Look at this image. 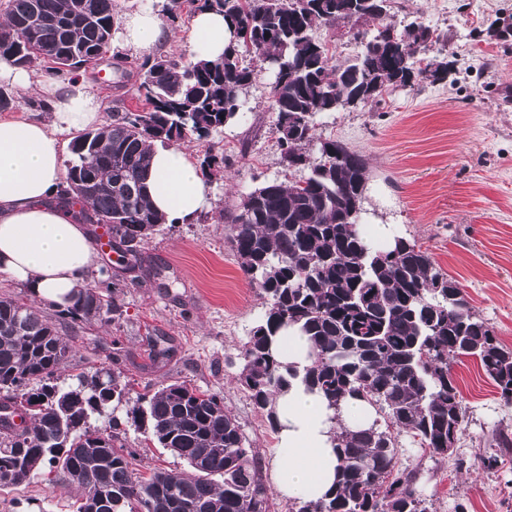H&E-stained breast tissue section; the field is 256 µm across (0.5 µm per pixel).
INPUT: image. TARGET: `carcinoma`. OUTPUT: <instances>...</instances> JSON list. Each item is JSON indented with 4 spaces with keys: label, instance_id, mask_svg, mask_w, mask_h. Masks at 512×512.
<instances>
[{
    "label": "carcinoma",
    "instance_id": "obj_1",
    "mask_svg": "<svg viewBox=\"0 0 512 512\" xmlns=\"http://www.w3.org/2000/svg\"><path fill=\"white\" fill-rule=\"evenodd\" d=\"M8 0L0 23V59L14 65L46 64L55 74L96 68L109 50L114 0ZM393 0H190L193 11L224 15L233 37L216 60L186 61L172 53L139 66L143 107L112 115L70 144L57 199L83 191L89 224L110 226L125 269L141 264L137 246L165 223L151 205L144 180L158 141L204 140L238 119L241 91L255 71L247 55L269 63L271 109L278 144L290 169L307 178L274 179L248 193L218 221L240 266L259 288L266 310L251 330L238 381L278 431L275 397L295 382L338 410L350 398L383 413L366 427L341 428L334 442L336 483L316 500L293 499L288 512H426L414 473L395 469L396 434L404 431L432 455L448 456L458 441L465 410L450 361L479 360L485 376L512 405V349L473 310L458 283L428 252L403 236L385 248L359 232L367 183L364 158L335 140L306 150L316 118L359 106L412 78H448V62L425 57L428 43L445 36L415 22L390 20ZM342 22L359 52L335 64V52L313 30ZM224 154L207 148L203 176L224 169ZM123 315L116 284L85 285L81 299L58 309L22 295L0 297V391L22 398L25 431L0 425V486H17L36 470L61 471L81 490L76 512L106 499L98 512H178L160 491L201 512H271L268 489L241 426L217 394L173 383L130 396L120 376L100 369L78 375L74 388L54 383L71 347L62 333ZM288 326L311 343L310 363L279 360L274 338ZM126 418L105 428L90 424L112 403ZM132 424L187 462L173 473H138L120 426Z\"/></svg>",
    "mask_w": 512,
    "mask_h": 512
}]
</instances>
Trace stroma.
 Segmentation results:
<instances>
[{"instance_id":"1","label":"stroma","mask_w":512,"mask_h":512,"mask_svg":"<svg viewBox=\"0 0 512 512\" xmlns=\"http://www.w3.org/2000/svg\"><path fill=\"white\" fill-rule=\"evenodd\" d=\"M512 17V0H398L395 21H417L448 35L445 81L415 82L378 106L318 118L309 152L334 139L364 156L367 224H393L455 280L475 312L512 349V40L487 30ZM257 71L241 95L242 116L211 138L227 159L209 179L207 208L192 224H165L141 245L140 268L125 271L117 253L102 252L123 285L121 320L96 322L68 335L74 352L57 383L76 385L80 372L107 367L141 392L182 383L218 394L238 420L263 476H270L278 436L237 378L241 354L265 309L240 268L218 211L238 205L288 169L277 145L269 75ZM166 363L154 365V347ZM452 373L466 412L452 454L431 457L408 433L398 436L397 466L415 471L427 512H512V447L494 448L495 432L512 435V405L504 404L478 360L461 358ZM124 439L140 471L186 470L183 459L147 446L126 426ZM498 454L495 469L477 461ZM79 492L41 468L18 486L0 487V512H73Z\"/></svg>"}]
</instances>
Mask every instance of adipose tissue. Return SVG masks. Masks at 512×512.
Returning a JSON list of instances; mask_svg holds the SVG:
<instances>
[{"instance_id":"obj_1","label":"adipose tissue","mask_w":512,"mask_h":512,"mask_svg":"<svg viewBox=\"0 0 512 512\" xmlns=\"http://www.w3.org/2000/svg\"><path fill=\"white\" fill-rule=\"evenodd\" d=\"M195 58L222 56L229 32L222 14L196 13ZM151 0H132L115 26L120 48L151 53L171 37ZM0 83L48 100V114L0 121V274L31 288L41 300L62 307L98 269L96 254L76 208L56 204L62 180L60 135L96 125L102 105L84 76L58 81L45 72L0 60ZM153 207L170 224L193 223L208 204V186L184 149L155 147L144 181ZM279 423L273 482L288 498H318L336 479L333 448L339 426L373 421L370 407L348 401L333 414L318 394L296 385L276 399Z\"/></svg>"}]
</instances>
